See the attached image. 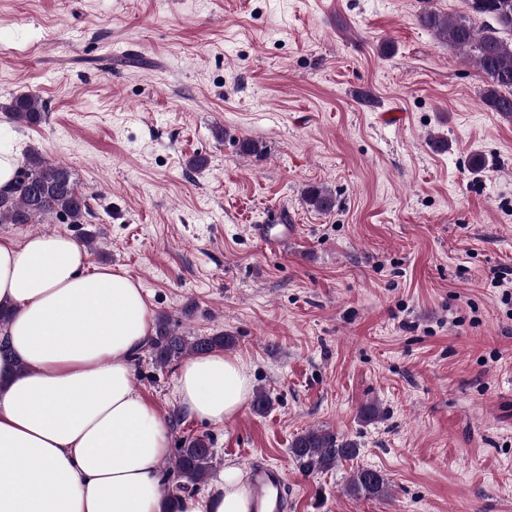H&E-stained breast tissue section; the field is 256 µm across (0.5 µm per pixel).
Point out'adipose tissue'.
<instances>
[{
  "mask_svg": "<svg viewBox=\"0 0 512 512\" xmlns=\"http://www.w3.org/2000/svg\"><path fill=\"white\" fill-rule=\"evenodd\" d=\"M64 234L0 237V303L14 309L1 335L0 512H165L159 464L166 423L132 384V357L151 336L141 286L109 267L86 272ZM22 370H15V363ZM252 390L239 358L188 360L175 394L191 417H235ZM241 471L226 467L177 512H250Z\"/></svg>",
  "mask_w": 512,
  "mask_h": 512,
  "instance_id": "1",
  "label": "adipose tissue"
}]
</instances>
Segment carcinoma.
<instances>
[{
  "mask_svg": "<svg viewBox=\"0 0 512 512\" xmlns=\"http://www.w3.org/2000/svg\"><path fill=\"white\" fill-rule=\"evenodd\" d=\"M469 13L490 23L477 27L466 18L452 19L435 11L421 15V24L442 42L468 52L467 60L485 77L482 101L500 116L512 119V41L500 36L512 32V0H465ZM6 109L19 123L37 125L45 120V108L38 98L20 95ZM306 203L319 212L336 206V196L322 186L304 191ZM91 214L87 196L78 189L70 167L51 161L39 149H31L18 168L10 190L0 192V224H40L55 217L63 224H83ZM235 344L232 336L217 333L189 342L167 315L156 319L149 347L155 364L164 367L186 355H204ZM213 442L207 435L188 437L175 448L172 465L179 478L168 499L195 492L210 479L214 469ZM360 448L328 428L315 427L298 434L291 443V456L305 473L332 470L341 461L358 457ZM347 493L353 496L385 497L389 481L375 469L359 467L351 476Z\"/></svg>",
  "mask_w": 512,
  "mask_h": 512,
  "instance_id": "carcinoma-1",
  "label": "carcinoma"
}]
</instances>
